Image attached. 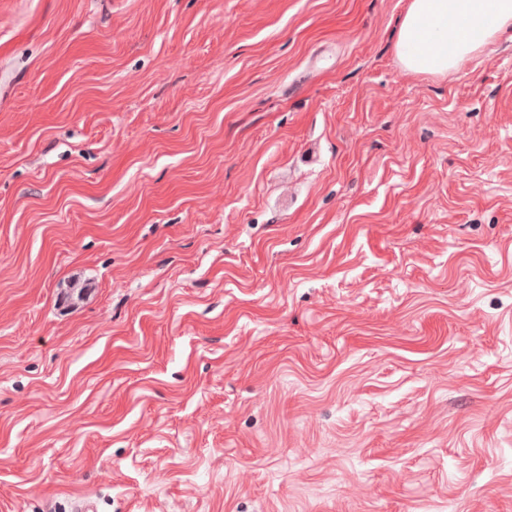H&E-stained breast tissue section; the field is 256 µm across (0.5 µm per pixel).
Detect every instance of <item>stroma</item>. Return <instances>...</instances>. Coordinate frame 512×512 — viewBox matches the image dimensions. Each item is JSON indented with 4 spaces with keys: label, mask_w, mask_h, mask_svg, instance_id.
<instances>
[{
    "label": "stroma",
    "mask_w": 512,
    "mask_h": 512,
    "mask_svg": "<svg viewBox=\"0 0 512 512\" xmlns=\"http://www.w3.org/2000/svg\"><path fill=\"white\" fill-rule=\"evenodd\" d=\"M409 0H0V512H512V32ZM448 19L466 27L453 30ZM509 29L512 0H410L394 48L407 71L447 74Z\"/></svg>",
    "instance_id": "1"
}]
</instances>
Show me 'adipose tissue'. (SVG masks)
Listing matches in <instances>:
<instances>
[{"mask_svg":"<svg viewBox=\"0 0 512 512\" xmlns=\"http://www.w3.org/2000/svg\"><path fill=\"white\" fill-rule=\"evenodd\" d=\"M512 29V0H409L395 43L404 69L445 74Z\"/></svg>","mask_w":512,"mask_h":512,"instance_id":"1","label":"adipose tissue"}]
</instances>
